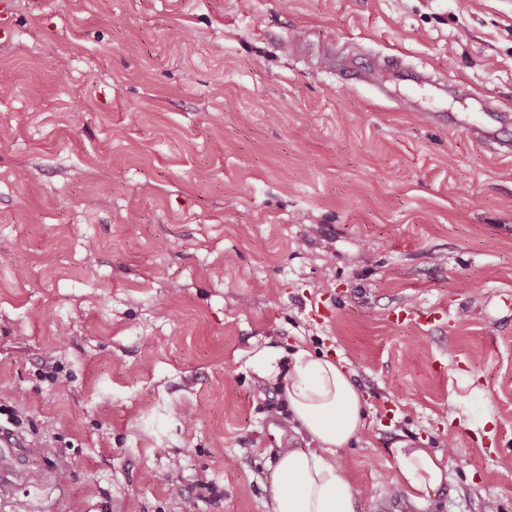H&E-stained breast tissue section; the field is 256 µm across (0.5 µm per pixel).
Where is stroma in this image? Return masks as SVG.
Returning a JSON list of instances; mask_svg holds the SVG:
<instances>
[{
  "mask_svg": "<svg viewBox=\"0 0 512 512\" xmlns=\"http://www.w3.org/2000/svg\"><path fill=\"white\" fill-rule=\"evenodd\" d=\"M10 4L0 407L27 450L0 512H269L306 441L250 359L297 346L367 401L336 455L356 512H512V157L469 131L512 117V0ZM391 55L449 88L341 74ZM403 443L448 466L422 511Z\"/></svg>",
  "mask_w": 512,
  "mask_h": 512,
  "instance_id": "stroma-1",
  "label": "stroma"
}]
</instances>
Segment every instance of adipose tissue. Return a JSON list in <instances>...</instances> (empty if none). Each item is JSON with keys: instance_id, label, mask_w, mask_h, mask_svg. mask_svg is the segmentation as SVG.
<instances>
[{"instance_id": "ef3b65f1", "label": "adipose tissue", "mask_w": 512, "mask_h": 512, "mask_svg": "<svg viewBox=\"0 0 512 512\" xmlns=\"http://www.w3.org/2000/svg\"><path fill=\"white\" fill-rule=\"evenodd\" d=\"M252 362L310 438L309 447L282 449L268 487L270 512H355L357 490L336 454L356 437L366 403L341 361L299 347L263 350ZM393 457L398 490L418 506L448 480L442 456L431 449L403 446Z\"/></svg>"}]
</instances>
